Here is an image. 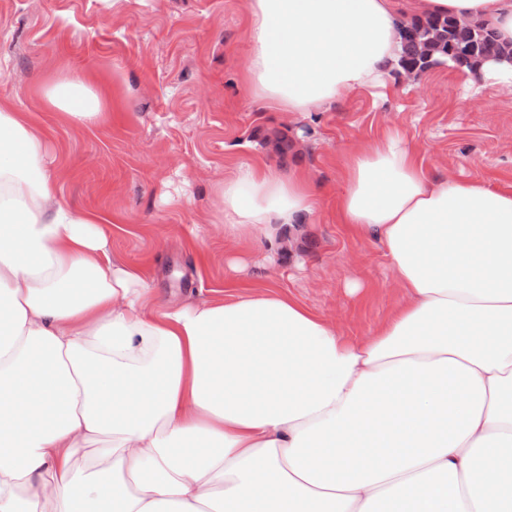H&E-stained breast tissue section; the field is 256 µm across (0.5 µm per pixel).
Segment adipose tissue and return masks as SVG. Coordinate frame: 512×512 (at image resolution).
<instances>
[{"instance_id": "obj_1", "label": "adipose tissue", "mask_w": 512, "mask_h": 512, "mask_svg": "<svg viewBox=\"0 0 512 512\" xmlns=\"http://www.w3.org/2000/svg\"><path fill=\"white\" fill-rule=\"evenodd\" d=\"M253 97L307 113L387 86L409 18L504 52L512 0H248ZM98 124L78 76L47 91ZM48 145L0 103V512H512V192L433 180L400 130L343 162L341 223L402 300L346 336L275 286L157 307L101 216L58 198ZM224 230L299 246L303 173L240 166Z\"/></svg>"}]
</instances>
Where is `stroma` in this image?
<instances>
[{
  "label": "stroma",
  "instance_id": "stroma-1",
  "mask_svg": "<svg viewBox=\"0 0 512 512\" xmlns=\"http://www.w3.org/2000/svg\"><path fill=\"white\" fill-rule=\"evenodd\" d=\"M247 0H0V97L49 143L61 201L105 216L113 257L151 277L160 303L228 283H274L348 336L382 322L402 294L383 245L336 221L345 154L403 131L431 178L512 190V89L459 67L419 87L393 76L306 115L277 112L245 84ZM77 75L103 94L96 127L68 122L45 92ZM299 170L318 192L295 250L224 233L216 188L244 164ZM244 253L233 271L226 256ZM362 282L354 295L347 281Z\"/></svg>",
  "mask_w": 512,
  "mask_h": 512
}]
</instances>
